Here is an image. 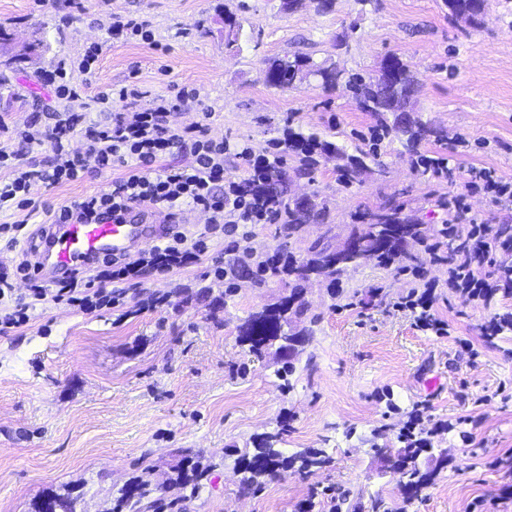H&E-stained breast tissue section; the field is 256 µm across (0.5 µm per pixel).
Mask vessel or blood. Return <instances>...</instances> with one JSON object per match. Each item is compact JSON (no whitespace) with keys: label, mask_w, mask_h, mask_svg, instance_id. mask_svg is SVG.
Wrapping results in <instances>:
<instances>
[{"label":"vessel or blood","mask_w":512,"mask_h":512,"mask_svg":"<svg viewBox=\"0 0 512 512\" xmlns=\"http://www.w3.org/2000/svg\"><path fill=\"white\" fill-rule=\"evenodd\" d=\"M159 232V225L141 217L124 224H44L38 235L39 270L51 279L103 257L125 255L157 240Z\"/></svg>","instance_id":"b4317fda"}]
</instances>
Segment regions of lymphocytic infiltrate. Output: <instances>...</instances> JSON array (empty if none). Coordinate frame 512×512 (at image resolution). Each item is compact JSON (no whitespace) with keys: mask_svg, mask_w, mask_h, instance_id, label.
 Segmentation results:
<instances>
[{"mask_svg":"<svg viewBox=\"0 0 512 512\" xmlns=\"http://www.w3.org/2000/svg\"><path fill=\"white\" fill-rule=\"evenodd\" d=\"M94 101L111 106L110 124L94 121L83 112L55 110L48 113L43 126L29 124L0 141V212L37 213L38 185L55 186L79 180L91 171L102 173L122 167L125 175L113 179L107 192L71 201L49 213L48 223L121 222L147 207L162 213L166 223L174 227L183 211L199 210L208 217V231L220 230L229 237L228 248L238 252L240 262L255 263L258 258L245 227L274 223L265 185L282 166L287 144L276 143L274 150L263 153L242 149L239 157L248 174L238 181L228 180L224 177V156L229 142L210 138L202 126L180 128L172 121L176 113L197 109V91L181 89L166 97L155 96L132 84L99 92ZM17 142L50 144L53 155L44 163L25 160L13 148ZM177 152L190 154L192 163H174L172 157ZM473 192L484 193L497 204L512 205L511 181L491 170L471 169L466 173L463 192L448 201L449 223H459L466 209L465 196ZM494 234L493 226L479 223L471 249L460 257L456 272L442 282L417 284L413 293L398 299L397 309L416 313L420 328L444 336L447 322L431 311L437 288H452L475 300L499 288H512L511 264L491 271L484 268ZM207 249L205 237L192 239L174 228L149 248L103 260L97 278L103 284L135 281L148 272L169 274L199 263ZM18 277L28 282V296L17 295L14 280ZM124 297L121 290L91 287L75 271L55 279L53 288H46L37 277L36 263L25 258L14 269H0V334L27 325L36 304L47 299L92 311L120 305Z\"/></svg>","mask_w":512,"mask_h":512,"instance_id":"f902f5d3","label":"lymphocytic infiltrate"}]
</instances>
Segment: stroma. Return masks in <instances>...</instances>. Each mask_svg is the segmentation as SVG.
Segmentation results:
<instances>
[{
    "label": "stroma",
    "mask_w": 512,
    "mask_h": 512,
    "mask_svg": "<svg viewBox=\"0 0 512 512\" xmlns=\"http://www.w3.org/2000/svg\"><path fill=\"white\" fill-rule=\"evenodd\" d=\"M0 0V121L25 126L49 102V76L89 43L103 47L88 86L137 83L167 96L198 89L201 111L174 121L205 125L210 137L262 152L290 134L316 136L364 161L359 181L345 183L336 158L319 156L313 180H292V193L317 192L328 217L288 243L275 225L256 224L257 255L300 253L323 232L340 243L363 230L364 212L394 201L426 228L441 226L440 198L460 189V175L487 168L512 179V0H488L484 23L454 21L444 0H330L327 8L283 9L281 0ZM133 14L149 22L154 44L116 40L104 16ZM241 23L228 43L227 17ZM347 32L346 46L336 33ZM289 50L311 53L347 72L376 75L396 55L418 81V118L445 130L409 153L400 135L379 132L344 86L315 79L281 89L265 78V62ZM378 130L370 139V130ZM466 140L462 151L452 142ZM448 157L447 177L419 168L420 157ZM122 169L90 172L75 182L38 188L46 212L107 190ZM201 264L170 274L146 273L126 291L127 305L154 294L167 305L123 316L121 308L84 312L38 304L28 325L0 335V512H34L47 498L74 512H114L119 491L149 478L144 512H354L381 495L393 512H512V327L483 336L491 318L512 314V290L468 300L438 289L434 311L450 333L418 330L415 316L393 306L410 276L369 262L339 282H304L307 315L293 330L315 333L294 360L284 390L275 350L252 357L240 327L250 313L290 290L274 278L265 287L238 279L226 295L211 273L214 257L231 261L223 234L209 236ZM343 298H334L335 289ZM448 464L436 468L418 498L406 500L399 477L378 456L397 447L407 422ZM284 430L285 454L320 450L330 464L308 475L295 468L240 494L236 462L266 434ZM208 470L198 485L175 483L185 449Z\"/></svg>",
    "instance_id": "obj_1"
}]
</instances>
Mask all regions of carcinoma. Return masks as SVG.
I'll use <instances>...</instances> for the list:
<instances>
[{
    "mask_svg": "<svg viewBox=\"0 0 512 512\" xmlns=\"http://www.w3.org/2000/svg\"><path fill=\"white\" fill-rule=\"evenodd\" d=\"M446 5L451 17L457 19L465 16L470 26L478 25L483 16L476 0H446ZM387 66L392 69V77L388 78L380 73L367 80L358 73L349 74L333 64L317 63L308 53L293 51L268 61L266 76L275 78V86L278 88H287L297 80L310 77L319 79L326 87L344 83L361 111L371 112L380 117L381 126L385 131H395L406 136V147L412 151L416 150L420 142L428 136L443 139V130H437L409 115V112L413 111L411 103L417 94V83L408 67L394 56L385 59L382 67ZM290 138L295 144L307 146L295 168V175L299 177L314 180V172L318 165L315 155L320 152H334L337 156L344 157L342 148L331 142L320 141L315 137L306 139L295 133L290 134ZM365 170L363 161L352 159L341 168L342 178L345 182L352 183L359 180ZM268 191L278 210L279 234L283 238L290 241L297 239L306 226L319 224L324 219V207L315 198L299 200L288 196L281 175H276L270 181ZM378 209L390 211L389 223L402 227L406 235L386 238L382 235L373 237L368 232L364 233L366 242L363 251L368 254V259H374L385 267L418 263L420 258L408 252L406 243L420 239L424 233L422 226L404 216L397 206L384 203L379 205ZM332 249L334 246L328 242V236L322 234L305 253L297 255L290 251L285 255L283 266L271 267L269 274L251 280V287L262 288L270 278H278L283 274L293 277L291 293L278 305L265 307L250 314L246 319L242 327V341L249 345L250 353L261 357L274 346L280 350L289 345H297L302 342V338L313 334L312 325L317 323L314 317L310 319V326L298 332L292 333L286 330L285 326L292 318L300 319L306 315L307 307L299 282L307 281L313 275L320 276L325 273L330 264L329 254ZM278 438L277 434L268 435L254 452L247 451L241 455L243 477L240 493H250L260 483L261 478L275 474L282 467L296 465L299 471L307 472L329 463V460L318 451L297 452L286 457L281 449L274 447V442L278 441ZM425 451L427 448L415 441H408L401 448L375 449V453L382 457L387 467L401 475L400 491L408 498L418 495L434 476V471L419 464V457ZM184 460L181 478L186 482L200 478V462L188 453L184 455ZM147 494V481L141 479L130 483L121 489L119 506L135 508Z\"/></svg>",
    "mask_w": 512,
    "mask_h": 512,
    "instance_id": "obj_1",
    "label": "carcinoma"
}]
</instances>
